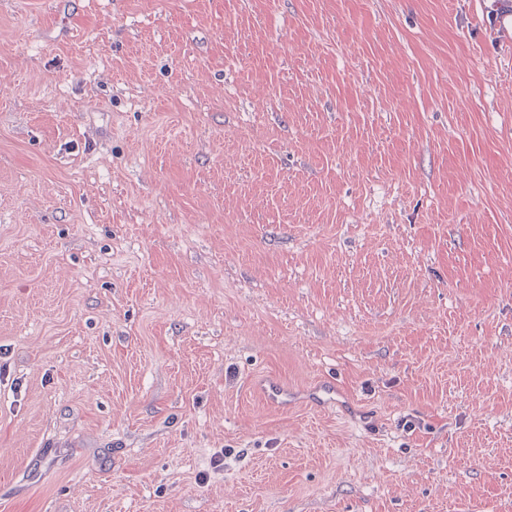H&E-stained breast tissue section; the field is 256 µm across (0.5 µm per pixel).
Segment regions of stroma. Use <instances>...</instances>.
I'll list each match as a JSON object with an SVG mask.
<instances>
[{
  "instance_id": "1",
  "label": "stroma",
  "mask_w": 512,
  "mask_h": 512,
  "mask_svg": "<svg viewBox=\"0 0 512 512\" xmlns=\"http://www.w3.org/2000/svg\"><path fill=\"white\" fill-rule=\"evenodd\" d=\"M493 9L0 0V512H512Z\"/></svg>"
}]
</instances>
